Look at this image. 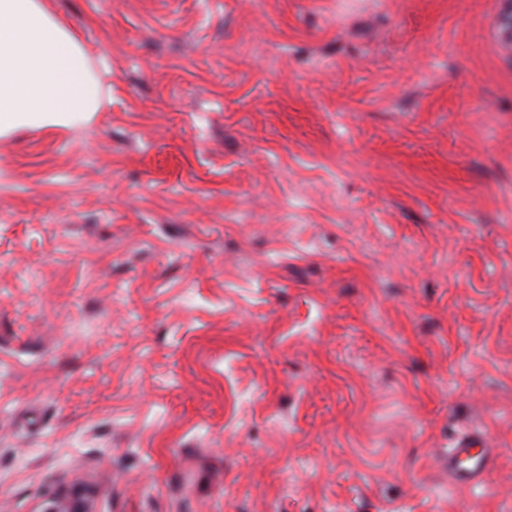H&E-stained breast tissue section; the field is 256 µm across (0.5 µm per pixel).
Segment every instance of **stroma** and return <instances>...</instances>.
<instances>
[{
	"mask_svg": "<svg viewBox=\"0 0 512 512\" xmlns=\"http://www.w3.org/2000/svg\"><path fill=\"white\" fill-rule=\"evenodd\" d=\"M104 101L0 137V512H512L502 0H54ZM479 433L484 484L439 459ZM93 504L86 486L75 481L45 495L36 505L37 512H92Z\"/></svg>",
	"mask_w": 512,
	"mask_h": 512,
	"instance_id": "35a3bbf8",
	"label": "stroma"
}]
</instances>
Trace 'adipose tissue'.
<instances>
[{"label": "adipose tissue", "mask_w": 512, "mask_h": 512, "mask_svg": "<svg viewBox=\"0 0 512 512\" xmlns=\"http://www.w3.org/2000/svg\"><path fill=\"white\" fill-rule=\"evenodd\" d=\"M89 57L53 0H0V136L96 111Z\"/></svg>", "instance_id": "adipose-tissue-1"}]
</instances>
